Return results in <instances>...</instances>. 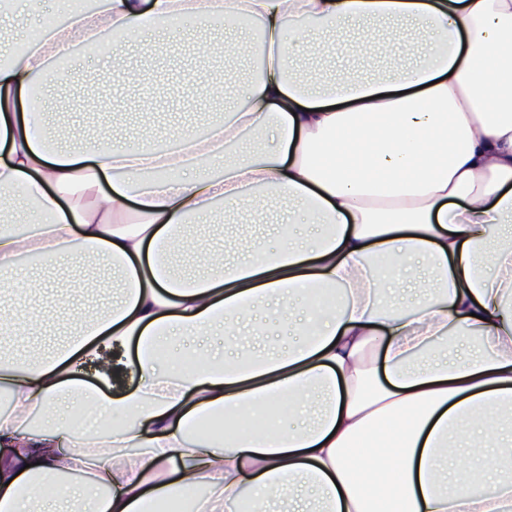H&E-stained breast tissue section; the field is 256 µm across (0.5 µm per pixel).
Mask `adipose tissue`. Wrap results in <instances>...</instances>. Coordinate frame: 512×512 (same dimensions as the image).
Wrapping results in <instances>:
<instances>
[{
	"label": "adipose tissue",
	"mask_w": 512,
	"mask_h": 512,
	"mask_svg": "<svg viewBox=\"0 0 512 512\" xmlns=\"http://www.w3.org/2000/svg\"><path fill=\"white\" fill-rule=\"evenodd\" d=\"M47 29L27 55L0 62V202L20 193L51 223L0 226V288L36 281L19 260L88 255L111 267L120 296L70 324L55 353L0 358V512H148L196 487L191 512H512V0H107ZM246 15L260 36L225 52H263L264 70L207 138L172 150L48 147L37 81L49 60L102 27L132 33L185 15ZM404 32L414 67L326 84L294 75L309 33L345 23ZM278 137L261 156L225 157L245 131ZM222 168L214 176L213 168ZM316 226L297 240L182 277L179 247L216 202L238 210L261 190ZM415 306L383 304L391 283ZM46 312L0 309V336H30ZM296 332L274 353L242 356L254 323ZM223 328V350L188 347ZM478 338L455 359L440 340ZM134 346L135 385L111 393L105 352ZM99 363L97 383L81 378ZM77 399L111 418L90 432L54 419ZM224 425L223 441L200 433ZM467 458L442 471L450 438ZM489 457L492 488L473 458Z\"/></svg>",
	"instance_id": "obj_1"
}]
</instances>
